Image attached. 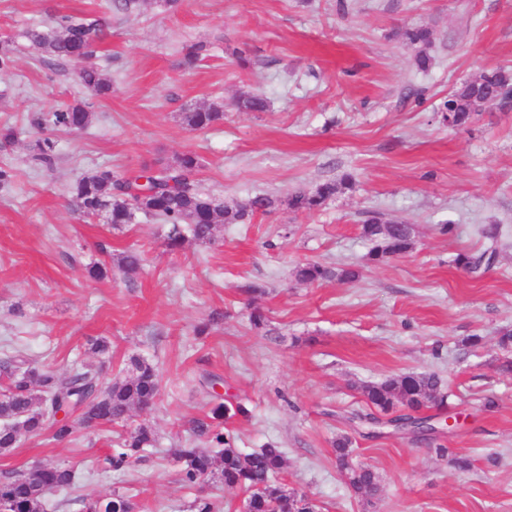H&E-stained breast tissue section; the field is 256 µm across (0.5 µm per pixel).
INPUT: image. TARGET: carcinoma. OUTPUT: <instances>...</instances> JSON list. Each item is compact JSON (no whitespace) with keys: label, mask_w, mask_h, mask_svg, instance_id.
<instances>
[{"label":"carcinoma","mask_w":512,"mask_h":512,"mask_svg":"<svg viewBox=\"0 0 512 512\" xmlns=\"http://www.w3.org/2000/svg\"><path fill=\"white\" fill-rule=\"evenodd\" d=\"M101 30L71 16H62L47 30L31 29L26 38L31 46L57 61L81 60L94 55L93 46ZM399 41L407 46L427 45L431 33L426 28H405L397 32ZM80 83L95 96H106L112 89L96 63H88L79 71ZM512 97V70L495 68L473 80L460 83L440 106L441 119L450 127L465 125L473 114L490 102ZM236 105L244 112H264L268 101L260 94H245ZM224 119L219 106H200L185 112L184 120L193 130L206 129ZM89 121L88 107L81 103L67 105L51 114L49 122L58 130L84 128ZM200 161L196 153L186 151L172 161L138 171L115 173L102 170L78 181L70 191V203L86 216L104 208L111 224H127L134 211L161 219L171 225L169 245L180 246L186 237L210 243L216 240L218 223L249 224L258 213L276 209L278 198L256 195L245 202L228 204L203 191L197 178ZM349 182L345 175L338 180L318 184L309 190L299 188L288 198L294 210L321 209ZM412 227L371 211L361 224L362 235L372 243V259L381 261L406 252L412 244ZM497 251L489 247L474 254H459L454 262L471 274H481L494 263ZM141 254L127 250L119 269L127 276L136 273ZM302 282L336 279L352 282L359 272L352 268H333L308 262L296 269ZM5 386L0 390V452L16 446L23 433L40 435L52 430V438L62 442L71 439L74 425L71 415L79 413L84 423L101 425L128 419L133 408L142 409L155 403L160 391V377L154 366L144 359L132 357L123 378L110 384L102 372L84 365L75 366L66 375L51 366L14 355L0 364ZM368 405L388 413L397 406L407 412L399 420L418 422L412 413L424 407H440L448 393L439 377L432 373H407L363 388ZM248 408L241 402L227 404L220 400L210 411L209 421L197 425V433L206 438L208 446L199 448L189 443L174 449L181 465L183 483L195 488L216 477L224 486L238 488L248 494V512H315V505L302 493L286 491L273 483L274 476L285 465L284 452L274 443L252 453L236 448L230 434L224 433V419L245 416ZM155 441L151 428L143 424L112 450L104 463L114 471H123L140 459V452ZM351 441L336 439V462L351 488L368 498L378 496L380 483L376 473L352 462ZM76 472L66 465L13 469L0 476V512H44V499L51 490L70 488ZM84 512H146L138 507L133 496L114 490L106 496L82 499Z\"/></svg>","instance_id":"cac0c4a2"}]
</instances>
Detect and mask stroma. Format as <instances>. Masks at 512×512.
Segmentation results:
<instances>
[{
  "mask_svg": "<svg viewBox=\"0 0 512 512\" xmlns=\"http://www.w3.org/2000/svg\"><path fill=\"white\" fill-rule=\"evenodd\" d=\"M70 14L105 22L98 63L112 80L104 99L78 80L79 62L55 64L26 33ZM426 27L424 48L395 32ZM206 58L188 63L190 44ZM0 361L21 354L66 373L72 365L121 377L131 357L161 376L155 406L120 424L76 427L71 440L21 435L0 454V472L32 463L67 464L71 491L45 497V512H81L80 500L122 489L152 512H190L195 490L180 480L173 448L194 440L213 391L249 416L226 428L241 452L278 443L286 489L307 493L319 512H512V373L498 345L512 329V108L491 103L452 128L438 113L448 92L482 72L512 69V0H143L125 16L111 0H0ZM430 58L419 69L418 53ZM264 95V112H240V95ZM86 103L87 127L55 129L51 112ZM217 103L224 119L199 131L183 116ZM51 138L52 165L36 158ZM192 151L202 189L227 202L259 194L279 205L249 224H225L215 242L167 245L168 225L145 215L113 226L79 216L68 191L103 169L127 172ZM351 175L320 210L296 211L300 187ZM411 224L412 246L373 262L361 235L367 212ZM497 260L474 277L458 253L488 247ZM134 248L141 269L125 277L117 260ZM352 267L354 282L305 283L298 265ZM103 265L107 277H89ZM261 288L259 299L245 294ZM264 312L254 328L251 302ZM206 333H199L200 325ZM480 335V348L467 339ZM106 339L110 357L90 350ZM436 373L445 408L422 416L458 426L418 441L372 430L362 388L406 373ZM494 407H486V400ZM157 443L128 471L103 457L141 423ZM352 441L381 491L356 494L336 464L334 441ZM471 459L459 471L453 456Z\"/></svg>",
  "mask_w": 512,
  "mask_h": 512,
  "instance_id": "obj_1",
  "label": "stroma"
}]
</instances>
